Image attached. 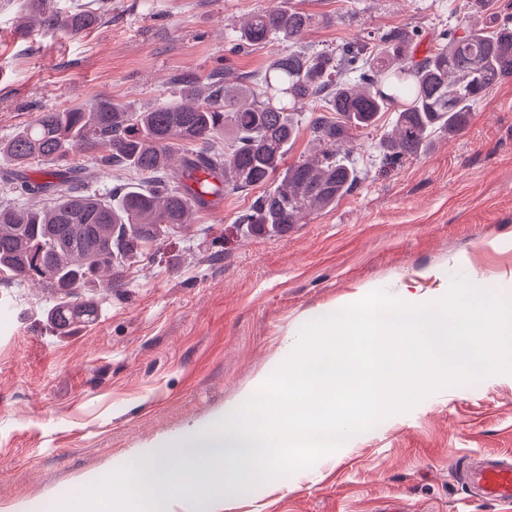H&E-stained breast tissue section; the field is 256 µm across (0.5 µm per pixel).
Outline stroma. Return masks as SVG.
<instances>
[{
  "label": "stroma",
  "mask_w": 512,
  "mask_h": 512,
  "mask_svg": "<svg viewBox=\"0 0 512 512\" xmlns=\"http://www.w3.org/2000/svg\"><path fill=\"white\" fill-rule=\"evenodd\" d=\"M287 2L312 15L316 51L402 27L421 53L442 28L485 23L465 17V0H109L103 22L75 34L22 27L27 0H0V140L44 111L176 99L251 14ZM394 123L386 112L359 133V179L335 207L260 233L236 218L262 187L225 190L119 282L77 288L92 322L57 329L37 281H0V507L79 495L83 475L223 412L331 306L374 290L438 299L456 277L512 294V78L463 133L388 167ZM488 453L512 457V374L447 387L312 467L197 512H512L470 497L456 473L458 456Z\"/></svg>",
  "instance_id": "1"
}]
</instances>
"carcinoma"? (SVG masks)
Here are the masks:
<instances>
[{
    "instance_id": "carcinoma-1",
    "label": "carcinoma",
    "mask_w": 512,
    "mask_h": 512,
    "mask_svg": "<svg viewBox=\"0 0 512 512\" xmlns=\"http://www.w3.org/2000/svg\"><path fill=\"white\" fill-rule=\"evenodd\" d=\"M40 2L32 0L28 19L73 33L98 25L106 7L101 2L96 9L60 14L42 10ZM495 2L467 0L470 12L488 15L491 26L443 29L421 59L415 57L414 35L401 28L310 51L303 41L312 17L272 7L253 14L228 48L239 55L271 39L285 44L254 75L256 89L228 82L220 66L207 83L188 82L177 99L151 110L100 100L41 113L0 141V159L19 171L36 160L47 164L42 183L21 176L3 185L14 202L0 205V274L41 282L56 300L52 321L66 328L96 315L92 302H74L76 288L101 272L120 276L127 263L146 255L148 244L190 223L210 195L261 186L281 174V186L257 197L236 219L277 233L308 212L336 205L358 181L356 168L337 157L350 153L355 132L391 109L397 124L385 144L386 159L416 157L434 134L462 133L473 106L512 77V13L494 11ZM308 100L320 102L311 129L325 150L283 170L288 143L298 132L297 106ZM74 144L93 153L95 164L129 169L143 183H118L107 196L78 192L75 184L92 172L58 168ZM180 149L186 151L183 165L171 171L168 160ZM47 191L53 196L49 207L20 205Z\"/></svg>"
}]
</instances>
